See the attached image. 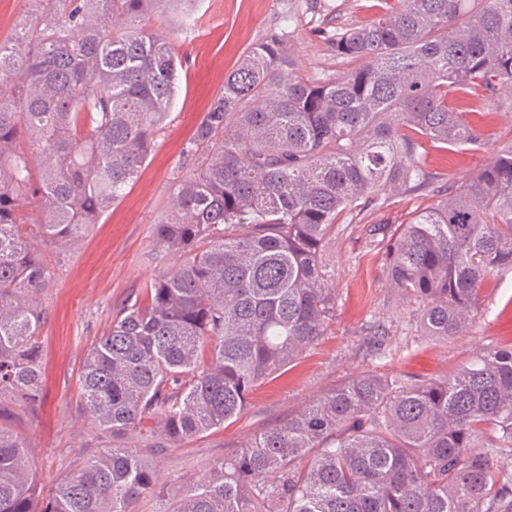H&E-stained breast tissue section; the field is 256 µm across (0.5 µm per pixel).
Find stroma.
Masks as SVG:
<instances>
[{"label":"stroma","mask_w":512,"mask_h":512,"mask_svg":"<svg viewBox=\"0 0 512 512\" xmlns=\"http://www.w3.org/2000/svg\"><path fill=\"white\" fill-rule=\"evenodd\" d=\"M383 7L382 0H198L180 24L171 40L182 60L179 92L141 175L77 248L47 254L55 275L43 302L45 409L38 417L21 413L13 419L29 440L43 485L63 477L76 460L113 444L111 435L98 431L83 412L78 376L91 345L163 270L152 257V226L171 205L172 184L186 165L182 146L222 90L225 74L246 49L281 30L302 74H342L351 64L331 51L329 37L371 23ZM480 120L490 136L482 149L427 144V164L444 183L477 174L500 149L512 146V91L502 90ZM436 201L432 191L388 195L355 222L337 226L326 256L336 308L323 336L284 373L260 386L234 423L152 453L161 485L198 478L266 427L363 372L438 379L480 352L512 347V270L481 287L479 312L462 334L438 343L423 334L419 303L391 285L385 249L367 235V226L394 230Z\"/></svg>","instance_id":"obj_1"}]
</instances>
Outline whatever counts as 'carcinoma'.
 I'll use <instances>...</instances> for the list:
<instances>
[{"label":"carcinoma","instance_id":"obj_1","mask_svg":"<svg viewBox=\"0 0 512 512\" xmlns=\"http://www.w3.org/2000/svg\"><path fill=\"white\" fill-rule=\"evenodd\" d=\"M191 0H48L0 41V512H132L164 487L115 445L41 486L13 413L45 401L42 247L74 248L148 161L179 88L169 23ZM353 67L302 75L276 32L244 52L183 153L145 284L91 346L82 405L114 437L165 443L234 422L323 335L336 225L426 190V142L477 150L512 86V0H397L329 39ZM424 335L457 336L512 269V149L448 186L385 245ZM512 350L435 381L346 380L175 489L166 512H512Z\"/></svg>","mask_w":512,"mask_h":512}]
</instances>
